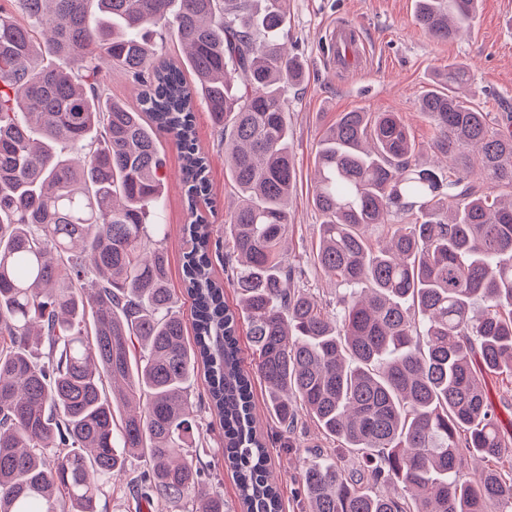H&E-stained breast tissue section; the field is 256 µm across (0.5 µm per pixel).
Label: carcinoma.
I'll list each match as a JSON object with an SVG mask.
<instances>
[{"mask_svg":"<svg viewBox=\"0 0 512 512\" xmlns=\"http://www.w3.org/2000/svg\"><path fill=\"white\" fill-rule=\"evenodd\" d=\"M477 2L416 0V21L446 42ZM14 3L25 22L0 10V512H100L131 458L137 508L224 512L221 491L199 490L209 449L189 451L200 372L241 512H282L255 379L285 442L308 417L357 456L352 470L322 451L304 462L310 512H512V432L485 390L487 374L512 377V112L465 100L460 63L420 98L432 147L476 150L479 182L424 167L397 112L323 130L313 262L332 306L281 249L297 179L286 92L305 78L282 43L288 0ZM171 29L183 59L162 57ZM100 59L138 87L135 107L105 97ZM198 100L241 194L222 240ZM162 136L182 161L191 337L156 240ZM468 452L487 466L462 482ZM253 400L255 404L254 415L257 421V429L268 440L275 439V426L270 417L265 403V388L264 385L255 379L253 389Z\"/></svg>","mask_w":512,"mask_h":512,"instance_id":"cac0c4a2","label":"carcinoma"}]
</instances>
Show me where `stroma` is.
Masks as SVG:
<instances>
[{"label": "stroma", "mask_w": 512, "mask_h": 512, "mask_svg": "<svg viewBox=\"0 0 512 512\" xmlns=\"http://www.w3.org/2000/svg\"><path fill=\"white\" fill-rule=\"evenodd\" d=\"M415 0H289L288 49L303 63L306 78L288 89L289 143L297 181L289 205L286 249L289 256L312 260L319 239L321 217L312 203L317 144L323 129L343 112H396L408 125L422 150L427 167H442L446 159L432 149L433 128L420 113L419 100L436 72L449 64H465L470 82L465 96L483 112H500L512 106V0H479L470 29L455 40L439 42L414 20ZM348 20L361 31V47L369 60L367 74L352 78L337 76L334 61L325 46L333 24ZM197 139L210 161L209 179L215 209L210 222L223 229L228 209L238 202V191L225 169L220 134L212 127L205 106L196 111ZM159 151L166 166L161 222L166 236L161 246L169 261V286L182 312L191 301L182 288V263L186 240L182 228L186 209L181 178V159L173 142L160 138ZM257 429L265 438L275 436V426L265 403L263 384L253 389ZM222 431L213 427L206 435L211 450L206 478L224 494L230 512L239 507L232 473L220 450ZM313 421H306L297 445L270 449L275 474L281 480L283 512H307L296 472L316 449L332 447Z\"/></svg>", "instance_id": "obj_1"}]
</instances>
